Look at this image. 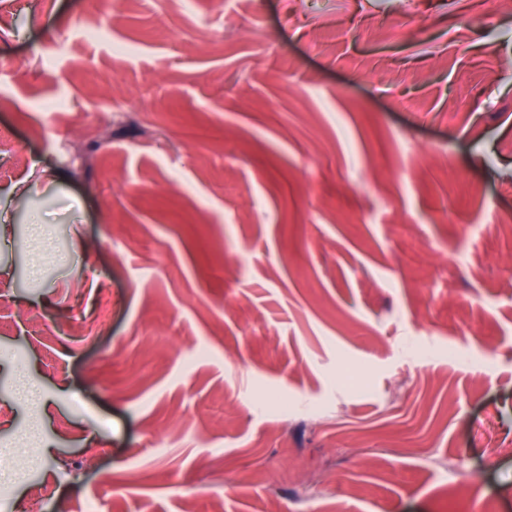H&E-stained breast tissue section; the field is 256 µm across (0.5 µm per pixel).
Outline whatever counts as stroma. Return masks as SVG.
Returning a JSON list of instances; mask_svg holds the SVG:
<instances>
[{"mask_svg": "<svg viewBox=\"0 0 512 512\" xmlns=\"http://www.w3.org/2000/svg\"><path fill=\"white\" fill-rule=\"evenodd\" d=\"M113 2L0 0V512H512V0Z\"/></svg>", "mask_w": 512, "mask_h": 512, "instance_id": "stroma-1", "label": "stroma"}]
</instances>
